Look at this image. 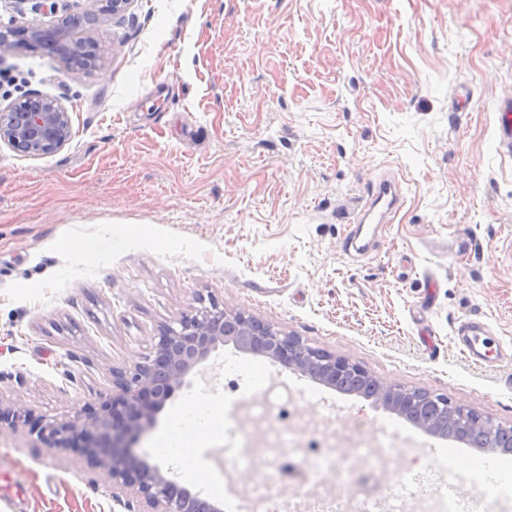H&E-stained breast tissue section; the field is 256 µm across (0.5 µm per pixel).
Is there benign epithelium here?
<instances>
[{
	"instance_id": "obj_1",
	"label": "benign epithelium",
	"mask_w": 512,
	"mask_h": 512,
	"mask_svg": "<svg viewBox=\"0 0 512 512\" xmlns=\"http://www.w3.org/2000/svg\"><path fill=\"white\" fill-rule=\"evenodd\" d=\"M133 0H90L91 6L112 15L123 13ZM50 46L67 56L68 46L58 27H15L13 38H0V53L17 48L39 50ZM69 113L56 99L29 94L25 103L10 105L0 113V141L29 155H44L61 149L69 140ZM180 328L165 326L149 354L128 370L112 371V390L85 415L53 419L39 427L49 450L74 449L112 477V499L123 503L129 496L142 504L141 512H222L198 493L178 488L156 464L135 454L132 440L150 427L156 415L176 391L185 385L188 373L225 340L256 355L267 357L328 385L336 375L356 368L348 359L323 354L299 339L284 334L241 311L226 310L211 300L192 315L182 317ZM421 392L377 383L376 403L397 414L417 406ZM443 414L492 428V420L475 416L469 409L442 396L434 397ZM32 410L24 406H0V429H15L28 422Z\"/></svg>"
}]
</instances>
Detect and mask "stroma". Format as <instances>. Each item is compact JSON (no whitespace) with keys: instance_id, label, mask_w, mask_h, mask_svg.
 Listing matches in <instances>:
<instances>
[{"instance_id":"obj_1","label":"stroma","mask_w":512,"mask_h":512,"mask_svg":"<svg viewBox=\"0 0 512 512\" xmlns=\"http://www.w3.org/2000/svg\"><path fill=\"white\" fill-rule=\"evenodd\" d=\"M38 0H0V26L60 23ZM95 69L16 50L0 70L59 99L67 144L32 156L0 144V404L76 415L112 373L149 352L199 298L215 299L347 358L388 385L447 397L512 426V157L495 136L512 96V0H133L80 29ZM404 204L354 224L373 182ZM374 250H349L352 237ZM479 319L504 349L480 368L454 333ZM271 376L301 423L343 439L396 429L388 473L409 482L407 437L455 457L481 451L424 434L370 401L224 344L135 440L137 454L218 504H240L236 451L215 430L185 480L159 442L183 401L220 408ZM0 512H128L109 472L51 452L31 426L0 430Z\"/></svg>"}]
</instances>
